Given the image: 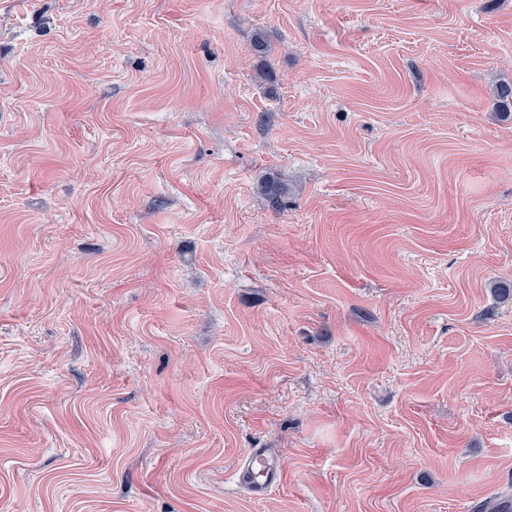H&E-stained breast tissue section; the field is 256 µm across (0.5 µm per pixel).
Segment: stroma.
I'll return each mask as SVG.
<instances>
[{"instance_id": "stroma-1", "label": "stroma", "mask_w": 512, "mask_h": 512, "mask_svg": "<svg viewBox=\"0 0 512 512\" xmlns=\"http://www.w3.org/2000/svg\"><path fill=\"white\" fill-rule=\"evenodd\" d=\"M502 84L512 0H0V512L512 493ZM237 479L240 486L255 499L264 497L281 483L283 470L271 448H252L239 461Z\"/></svg>"}]
</instances>
